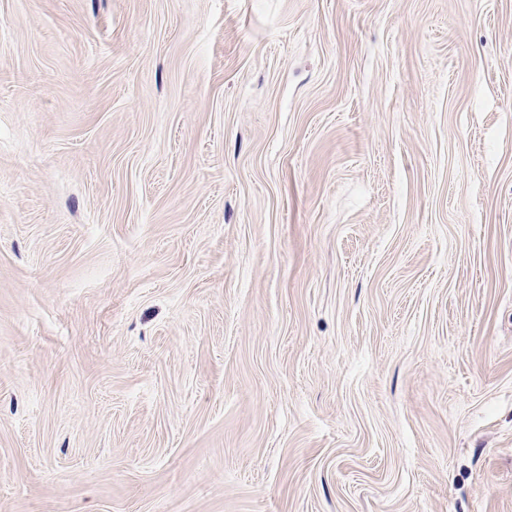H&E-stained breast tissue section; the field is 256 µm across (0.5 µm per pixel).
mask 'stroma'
Instances as JSON below:
<instances>
[{"instance_id": "stroma-1", "label": "stroma", "mask_w": 512, "mask_h": 512, "mask_svg": "<svg viewBox=\"0 0 512 512\" xmlns=\"http://www.w3.org/2000/svg\"><path fill=\"white\" fill-rule=\"evenodd\" d=\"M0 512H512V0H0Z\"/></svg>"}]
</instances>
